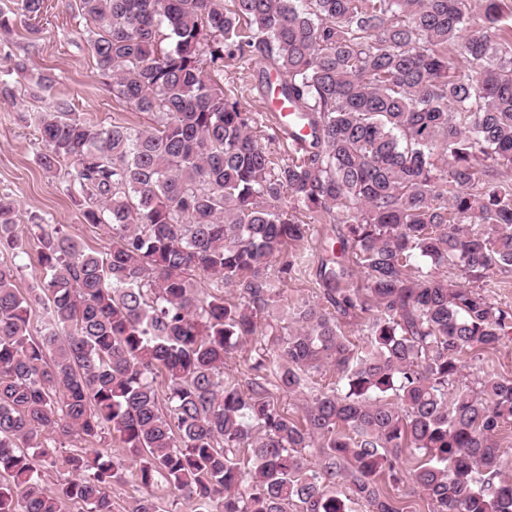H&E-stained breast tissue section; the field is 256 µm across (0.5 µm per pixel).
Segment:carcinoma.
I'll list each match as a JSON object with an SVG mask.
<instances>
[{"mask_svg":"<svg viewBox=\"0 0 512 512\" xmlns=\"http://www.w3.org/2000/svg\"><path fill=\"white\" fill-rule=\"evenodd\" d=\"M42 8L17 0L0 32ZM79 8L112 95L152 124H93L65 99L36 118L40 166L70 163L65 191L112 248L37 225L34 295L0 261V512H114L127 481L126 512H162L159 490L190 512H512L497 441L512 377L457 385L512 334L485 291L512 269V0H479L477 18L470 0ZM227 58L262 64L258 94L277 91L309 128L287 161L218 84ZM301 209L344 227L318 271L327 307L290 308L279 288L300 271L288 245L314 233ZM17 217L0 196V256L24 250ZM275 306L294 326L250 350L241 380L227 358ZM328 365L338 380L301 414L272 396ZM63 437L90 447L47 489Z\"/></svg>","mask_w":512,"mask_h":512,"instance_id":"carcinoma-1","label":"carcinoma"}]
</instances>
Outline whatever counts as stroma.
Returning <instances> with one entry per match:
<instances>
[{
  "label": "stroma",
  "mask_w": 512,
  "mask_h": 512,
  "mask_svg": "<svg viewBox=\"0 0 512 512\" xmlns=\"http://www.w3.org/2000/svg\"><path fill=\"white\" fill-rule=\"evenodd\" d=\"M79 0H45L41 15L18 24L11 34H0V62L5 58L28 60L35 72L52 78L51 87L35 91L19 75L0 71V195L19 203V228L31 222L56 224L99 253L110 250L102 229L85 223L79 206L65 193L67 169L46 173L38 164L44 146L34 123L21 122L19 113L49 110L61 98L73 112L101 125L119 122L130 127L149 125L151 118L133 111L116 99L98 71L85 32L87 22L78 9ZM258 65L228 61L224 64V87L235 93L248 111L259 113L266 125L274 119L256 89ZM316 233L308 240L290 244L289 252L303 256L296 276L284 283L290 301L318 299L316 268L322 239H336L338 224L331 215L310 219Z\"/></svg>",
  "instance_id": "stroma-1"
}]
</instances>
